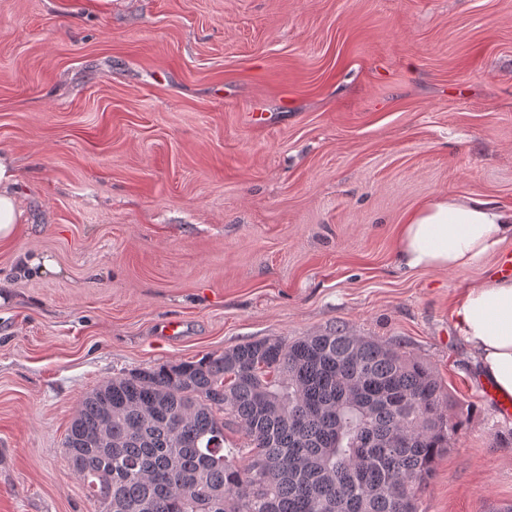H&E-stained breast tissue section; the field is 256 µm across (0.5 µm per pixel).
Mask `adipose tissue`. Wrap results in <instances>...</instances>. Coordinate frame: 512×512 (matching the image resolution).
I'll use <instances>...</instances> for the list:
<instances>
[{"label": "adipose tissue", "instance_id": "obj_1", "mask_svg": "<svg viewBox=\"0 0 512 512\" xmlns=\"http://www.w3.org/2000/svg\"><path fill=\"white\" fill-rule=\"evenodd\" d=\"M16 165L0 155V243L11 240L26 221L19 200ZM512 239V209L468 194L448 195L414 210L400 227L401 267L462 269ZM456 326L485 380L512 398V276L484 280L462 295Z\"/></svg>", "mask_w": 512, "mask_h": 512}]
</instances>
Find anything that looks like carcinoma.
I'll use <instances>...</instances> for the list:
<instances>
[{
	"mask_svg": "<svg viewBox=\"0 0 512 512\" xmlns=\"http://www.w3.org/2000/svg\"><path fill=\"white\" fill-rule=\"evenodd\" d=\"M449 409L424 363L338 328L116 376L64 447L94 512H418Z\"/></svg>",
	"mask_w": 512,
	"mask_h": 512,
	"instance_id": "1",
	"label": "carcinoma"
}]
</instances>
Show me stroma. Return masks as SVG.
<instances>
[{
	"mask_svg": "<svg viewBox=\"0 0 512 512\" xmlns=\"http://www.w3.org/2000/svg\"><path fill=\"white\" fill-rule=\"evenodd\" d=\"M0 152L29 217L0 246V512H94L64 440L112 377L336 328L449 395L419 512L512 505L453 316L512 240L396 258L435 198L512 208V0H0Z\"/></svg>",
	"mask_w": 512,
	"mask_h": 512,
	"instance_id": "35a3bbf8",
	"label": "stroma"
}]
</instances>
